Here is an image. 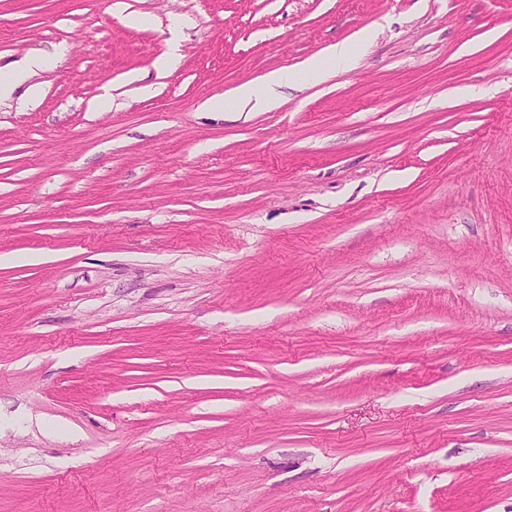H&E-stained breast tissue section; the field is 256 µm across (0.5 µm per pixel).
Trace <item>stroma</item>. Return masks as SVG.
<instances>
[{"instance_id":"obj_1","label":"stroma","mask_w":512,"mask_h":512,"mask_svg":"<svg viewBox=\"0 0 512 512\" xmlns=\"http://www.w3.org/2000/svg\"><path fill=\"white\" fill-rule=\"evenodd\" d=\"M36 51L0 512H512V0H0ZM294 84L293 78L287 71L275 70L263 78V84L258 87L252 84H243L234 92L231 101L235 110H270L279 105L281 90Z\"/></svg>"}]
</instances>
